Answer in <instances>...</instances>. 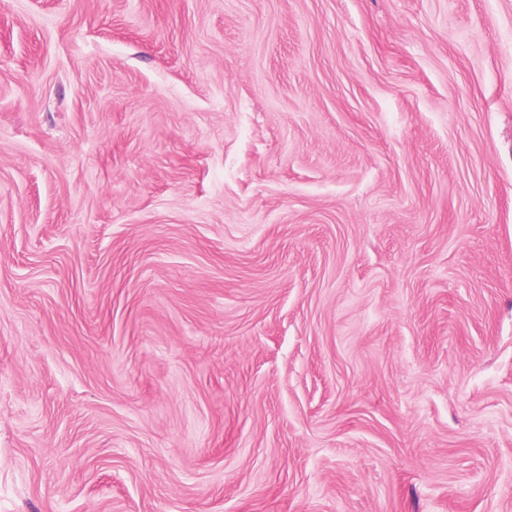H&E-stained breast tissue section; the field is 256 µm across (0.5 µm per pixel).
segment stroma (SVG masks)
Instances as JSON below:
<instances>
[{
    "label": "stroma",
    "mask_w": 512,
    "mask_h": 512,
    "mask_svg": "<svg viewBox=\"0 0 512 512\" xmlns=\"http://www.w3.org/2000/svg\"><path fill=\"white\" fill-rule=\"evenodd\" d=\"M0 512H512V0H0Z\"/></svg>",
    "instance_id": "stroma-1"
}]
</instances>
